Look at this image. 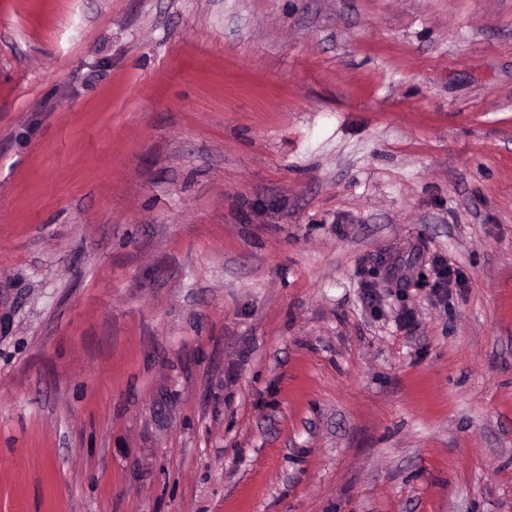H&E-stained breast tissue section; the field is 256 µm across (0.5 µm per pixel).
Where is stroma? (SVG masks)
I'll list each match as a JSON object with an SVG mask.
<instances>
[{
    "label": "stroma",
    "instance_id": "stroma-1",
    "mask_svg": "<svg viewBox=\"0 0 512 512\" xmlns=\"http://www.w3.org/2000/svg\"><path fill=\"white\" fill-rule=\"evenodd\" d=\"M0 512H512V0H0Z\"/></svg>",
    "mask_w": 512,
    "mask_h": 512
}]
</instances>
